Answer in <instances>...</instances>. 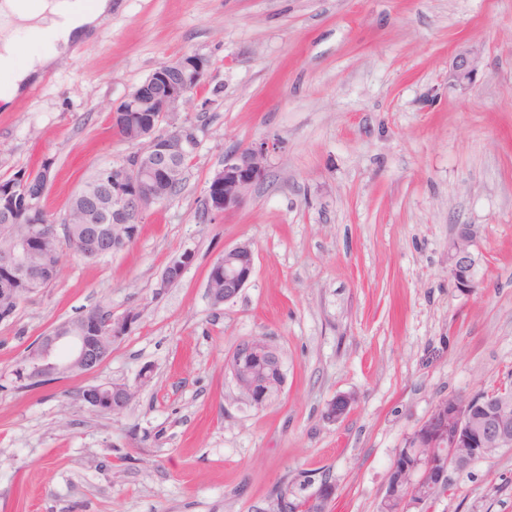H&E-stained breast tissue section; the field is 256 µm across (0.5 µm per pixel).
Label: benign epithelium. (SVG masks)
<instances>
[{"instance_id": "7a95c632", "label": "benign epithelium", "mask_w": 512, "mask_h": 512, "mask_svg": "<svg viewBox=\"0 0 512 512\" xmlns=\"http://www.w3.org/2000/svg\"><path fill=\"white\" fill-rule=\"evenodd\" d=\"M479 64L472 49L460 50L453 59L450 77L462 85L470 81ZM206 76L205 60L188 56L157 65L112 109V122L126 113H134L141 131L140 147L121 162L99 169L92 185L83 186L75 195L88 210L90 247L85 257L95 259L119 249L124 241L114 234L117 226L141 223L143 215L162 202V188L182 174L181 161L195 151L199 143L197 128L184 123L164 133L160 123L178 110ZM277 144L262 141L239 148L224 156V167L211 188V201L217 209L239 206L248 191L266 173L269 153ZM4 206L14 211L42 209V198L29 195L27 182L1 194ZM61 240L58 225L36 219L30 222L24 237L8 248H0V275L14 273L31 283H42L52 265L34 266L28 258L44 252L50 241ZM475 230L460 224L448 244V266L453 284L461 290L476 287L479 265L473 250ZM193 259L190 251L172 258L164 268L159 288L172 279L183 277ZM254 274V254L247 245L224 250L211 266L208 281L224 278V288L208 290L212 303L220 306L236 298ZM133 313L112 316L109 341L117 342L132 328ZM101 333L88 315L57 325L40 336L26 352L20 365V379L30 385L53 380L57 375L78 372L90 376L110 357L99 344ZM241 394L260 407L265 384L263 369L284 376L281 353L262 337L240 340L226 362ZM136 388L125 383L90 384L79 399L98 412L121 413L133 400ZM353 398L340 394L327 403L325 417L336 422L349 411ZM415 448L410 454L409 447ZM512 449V392L501 387L494 398L451 395L439 400L427 417L407 438L391 467L382 498L384 512H425V503L448 491L451 470H464L478 458H490ZM335 490L320 486L295 512H325Z\"/></svg>"}]
</instances>
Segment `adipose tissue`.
<instances>
[{
	"instance_id": "adipose-tissue-1",
	"label": "adipose tissue",
	"mask_w": 512,
	"mask_h": 512,
	"mask_svg": "<svg viewBox=\"0 0 512 512\" xmlns=\"http://www.w3.org/2000/svg\"><path fill=\"white\" fill-rule=\"evenodd\" d=\"M112 0H0V103L10 104L55 58L67 52L111 13ZM28 53H21L23 43Z\"/></svg>"
}]
</instances>
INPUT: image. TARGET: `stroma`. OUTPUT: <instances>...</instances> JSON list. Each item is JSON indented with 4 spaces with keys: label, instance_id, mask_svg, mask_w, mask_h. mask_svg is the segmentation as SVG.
<instances>
[{
    "label": "stroma",
    "instance_id": "35a3bbf8",
    "mask_svg": "<svg viewBox=\"0 0 512 512\" xmlns=\"http://www.w3.org/2000/svg\"><path fill=\"white\" fill-rule=\"evenodd\" d=\"M465 48L480 65L461 86ZM190 55L206 78L160 125L198 127L181 192L122 251L61 248L49 288L0 321V512H269L324 481L328 512H378L438 400L512 384V0H118L35 92L0 105V181L51 161L44 207L61 218L136 149L113 106ZM264 140L265 178L212 209L225 155ZM460 224L481 258L466 291L448 270ZM244 242L254 275L213 306L209 270ZM186 250L183 278L158 290ZM95 306L139 318L91 377L17 380L29 344ZM253 336L284 361L259 409L225 370ZM113 380L137 388L121 414L76 400ZM340 394L354 402L332 423ZM428 512H512V450L452 473ZM479 64L478 54L473 49L460 50L453 59L450 77L459 85L469 82ZM192 259V253L188 250L172 258L161 274L159 288H167L170 284V281L174 278L181 279L186 269L191 264Z\"/></svg>",
    "mask_w": 512,
    "mask_h": 512
}]
</instances>
